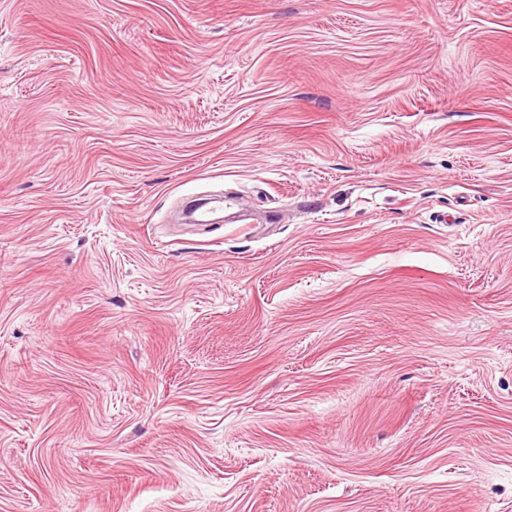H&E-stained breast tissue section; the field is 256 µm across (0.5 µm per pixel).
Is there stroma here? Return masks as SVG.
<instances>
[{"label": "stroma", "instance_id": "1", "mask_svg": "<svg viewBox=\"0 0 512 512\" xmlns=\"http://www.w3.org/2000/svg\"><path fill=\"white\" fill-rule=\"evenodd\" d=\"M0 512H512V0H0Z\"/></svg>", "mask_w": 512, "mask_h": 512}]
</instances>
